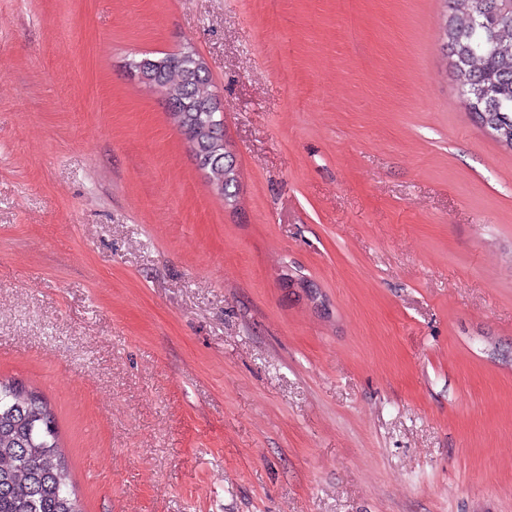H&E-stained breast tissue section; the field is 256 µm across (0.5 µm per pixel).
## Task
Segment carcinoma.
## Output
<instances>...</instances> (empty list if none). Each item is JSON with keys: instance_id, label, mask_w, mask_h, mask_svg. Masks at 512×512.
I'll return each instance as SVG.
<instances>
[{"instance_id": "cac0c4a2", "label": "carcinoma", "mask_w": 512, "mask_h": 512, "mask_svg": "<svg viewBox=\"0 0 512 512\" xmlns=\"http://www.w3.org/2000/svg\"><path fill=\"white\" fill-rule=\"evenodd\" d=\"M445 42L469 112L497 142L512 148V10L503 0H454ZM130 68L155 75L185 140L196 145L210 184L234 172L216 136L215 95L195 53L144 57ZM0 512H83L61 450L56 415L41 393L15 380L0 381Z\"/></svg>"}]
</instances>
